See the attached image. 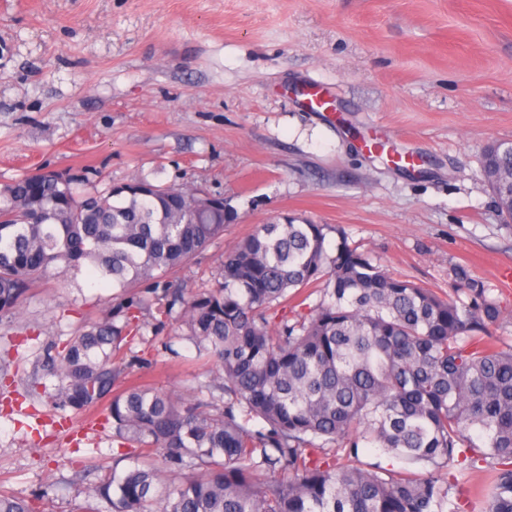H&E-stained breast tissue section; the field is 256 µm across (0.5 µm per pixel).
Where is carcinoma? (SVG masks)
Here are the masks:
<instances>
[{
  "label": "carcinoma",
  "mask_w": 512,
  "mask_h": 512,
  "mask_svg": "<svg viewBox=\"0 0 512 512\" xmlns=\"http://www.w3.org/2000/svg\"><path fill=\"white\" fill-rule=\"evenodd\" d=\"M481 174L511 224L512 144H487ZM86 185L40 169L0 186L1 317L85 261L117 289L53 344L31 390L62 420L106 404L112 440L133 448L82 512H464L450 470L479 461L473 494L512 512V345L493 334L502 311L483 281L460 267L441 295L340 228L281 215L224 253L209 287L186 288L173 277L231 215L142 174ZM150 325L176 326L217 375L186 394L127 382ZM368 447L402 466L361 461ZM0 512L35 510L0 489Z\"/></svg>",
  "instance_id": "carcinoma-1"
}]
</instances>
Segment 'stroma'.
Here are the masks:
<instances>
[{
  "label": "stroma",
  "mask_w": 512,
  "mask_h": 512,
  "mask_svg": "<svg viewBox=\"0 0 512 512\" xmlns=\"http://www.w3.org/2000/svg\"><path fill=\"white\" fill-rule=\"evenodd\" d=\"M308 83L332 91L337 116L299 105ZM496 140H512V0H0V183L46 168L102 190L143 172L223 196L233 218L181 270L191 288L288 212L425 288L466 267L511 344L512 225L480 171ZM404 153L421 165H392ZM114 293L85 264L34 284L20 319L0 318L14 378L0 389V485L37 512L92 506L113 464L102 408L63 421L25 391L51 344ZM144 350L140 375L160 390L208 375L172 328ZM48 482L53 502L35 501Z\"/></svg>",
  "instance_id": "stroma-1"
}]
</instances>
